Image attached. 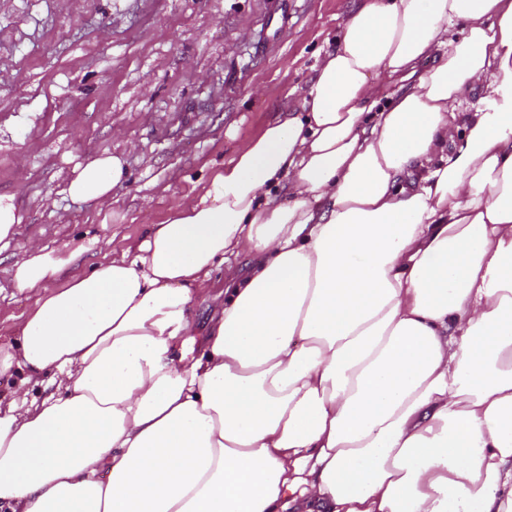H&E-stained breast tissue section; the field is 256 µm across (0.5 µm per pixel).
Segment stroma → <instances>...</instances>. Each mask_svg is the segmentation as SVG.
<instances>
[{"instance_id": "obj_1", "label": "stroma", "mask_w": 512, "mask_h": 512, "mask_svg": "<svg viewBox=\"0 0 512 512\" xmlns=\"http://www.w3.org/2000/svg\"><path fill=\"white\" fill-rule=\"evenodd\" d=\"M358 0H0V195L22 215L0 253V346L34 305L9 288L30 241L77 250L56 280L135 248L242 141L296 108ZM108 152L106 203L72 200L75 164Z\"/></svg>"}]
</instances>
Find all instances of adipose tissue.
<instances>
[{
  "instance_id": "adipose-tissue-1",
  "label": "adipose tissue",
  "mask_w": 512,
  "mask_h": 512,
  "mask_svg": "<svg viewBox=\"0 0 512 512\" xmlns=\"http://www.w3.org/2000/svg\"><path fill=\"white\" fill-rule=\"evenodd\" d=\"M66 263L14 256L0 512H512V0H361L299 109L136 253ZM190 313L196 324V332L194 339L188 345V349L192 350V354H197L202 348L206 326L213 314V306L206 295H200L193 301Z\"/></svg>"
}]
</instances>
